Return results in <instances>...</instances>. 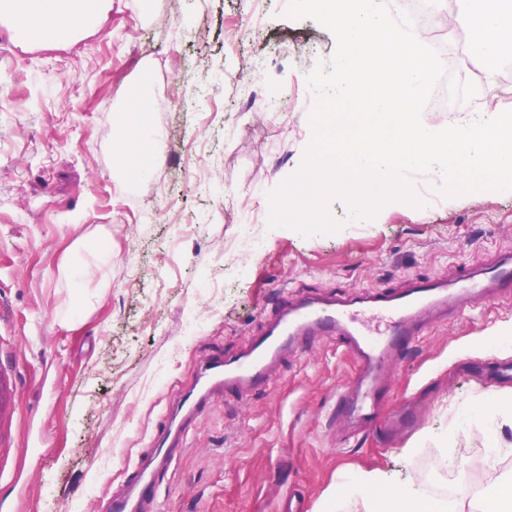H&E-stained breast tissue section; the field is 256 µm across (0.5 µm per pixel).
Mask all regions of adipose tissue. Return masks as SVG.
<instances>
[{"instance_id":"1","label":"adipose tissue","mask_w":512,"mask_h":512,"mask_svg":"<svg viewBox=\"0 0 512 512\" xmlns=\"http://www.w3.org/2000/svg\"><path fill=\"white\" fill-rule=\"evenodd\" d=\"M85 6L86 0H16L15 14L31 27L56 29L64 39ZM155 105L154 99L139 91L128 97L115 116L113 155L122 183L145 179L160 160L161 131L147 119ZM80 244L86 260L76 268L64 265L63 273L73 278L77 287L106 288L104 267L112 256L111 250L101 245L95 234L81 238ZM356 491L366 504V512H423L424 505H429L424 487L391 485L377 471L362 472Z\"/></svg>"}]
</instances>
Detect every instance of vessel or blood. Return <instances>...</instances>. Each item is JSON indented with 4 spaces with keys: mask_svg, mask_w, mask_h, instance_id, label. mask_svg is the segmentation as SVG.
Returning <instances> with one entry per match:
<instances>
[{
    "mask_svg": "<svg viewBox=\"0 0 512 512\" xmlns=\"http://www.w3.org/2000/svg\"><path fill=\"white\" fill-rule=\"evenodd\" d=\"M512 288V256L499 258L483 273L465 271L451 282L421 280L399 293L373 291L347 300L304 296L279 308V315L237 358L209 359L195 382L180 396V417L165 423L163 446L136 460L130 492L109 498L108 512H144L159 494L176 458L187 448L197 421L227 391L261 387L270 365L288 347L320 336L337 337L360 364L352 386L336 398V415L364 426L384 417L390 392L389 362L429 322L448 310L485 303L490 289ZM20 385L13 370L0 368V431L18 421Z\"/></svg>",
    "mask_w": 512,
    "mask_h": 512,
    "instance_id": "obj_1",
    "label": "vessel or blood"
}]
</instances>
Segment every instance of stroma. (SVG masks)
<instances>
[{
  "label": "stroma",
  "mask_w": 512,
  "mask_h": 512,
  "mask_svg": "<svg viewBox=\"0 0 512 512\" xmlns=\"http://www.w3.org/2000/svg\"><path fill=\"white\" fill-rule=\"evenodd\" d=\"M110 0L75 39L40 44L0 34V351L17 357L27 447L0 453V502L26 494L37 512H103L130 466L212 355L238 356L278 308L275 294L347 299L453 279L512 255V193L443 196L411 175L421 207L385 208L333 235L262 224L238 250L242 208L264 211L312 139V101L295 107L332 32L285 17L281 0ZM149 71L163 134L156 169L135 187L113 173L114 106ZM281 108L262 107L265 94ZM221 176L223 193L208 187ZM100 230L110 286L92 304L60 272L68 248ZM479 352H465L476 338ZM512 361V293L449 314L394 360L390 408L406 398L424 421L407 436L355 432L331 409L359 372L322 337L289 349L268 386L228 393L198 421L147 512H280L298 489L305 512H365L358 474L432 487L429 457L466 456L480 476L512 483V417L485 426L480 401L512 399V380L484 385Z\"/></svg>",
  "instance_id": "1"
}]
</instances>
